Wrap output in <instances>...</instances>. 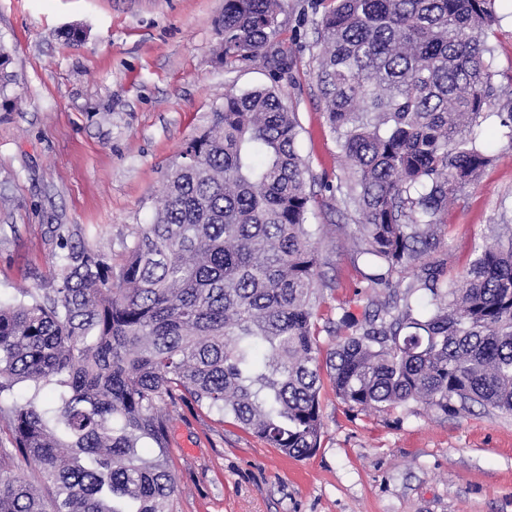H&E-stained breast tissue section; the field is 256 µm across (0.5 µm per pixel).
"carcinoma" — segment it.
Instances as JSON below:
<instances>
[{
	"mask_svg": "<svg viewBox=\"0 0 512 512\" xmlns=\"http://www.w3.org/2000/svg\"><path fill=\"white\" fill-rule=\"evenodd\" d=\"M316 73L344 177L320 189L353 218L366 277L361 318L318 325L309 230L317 194L299 124L272 87L224 95L164 179L119 273L59 225V276L0 303V417L37 487L0 462V512H171L170 421L218 415L291 458L323 434L321 370L351 408L421 402L446 416L512 413V224L469 268L430 260L448 205L499 157L495 0H316ZM281 0H224L225 66L277 57ZM30 395L19 402L15 387Z\"/></svg>",
	"mask_w": 512,
	"mask_h": 512,
	"instance_id": "cac0c4a2",
	"label": "carcinoma"
}]
</instances>
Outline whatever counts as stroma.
I'll use <instances>...</instances> for the list:
<instances>
[{
    "label": "stroma",
    "instance_id": "1",
    "mask_svg": "<svg viewBox=\"0 0 512 512\" xmlns=\"http://www.w3.org/2000/svg\"><path fill=\"white\" fill-rule=\"evenodd\" d=\"M278 41L296 64L224 66V0H0V46L12 76L0 95V300L54 287L56 225L120 268L149 223L167 169L227 91L275 86L293 104L297 148L317 179L341 170L316 84L312 0H282ZM497 113L512 108V0H496ZM78 27V40L68 28ZM440 258L458 278L494 224H512V150L450 206ZM323 289L320 317L361 316L373 268L354 258V225L319 195L310 217ZM324 433L310 458L281 456L218 416L180 409L171 422L173 512H512V415L443 416L421 403L348 408L320 392Z\"/></svg>",
    "mask_w": 512,
    "mask_h": 512
}]
</instances>
